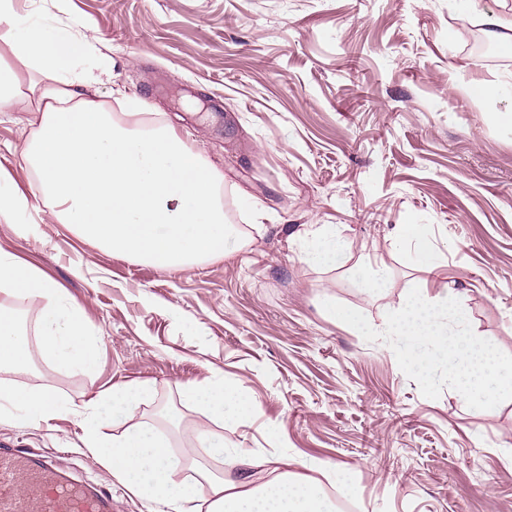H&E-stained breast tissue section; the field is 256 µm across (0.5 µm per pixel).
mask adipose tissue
I'll list each match as a JSON object with an SVG mask.
<instances>
[{"label":"adipose tissue","mask_w":512,"mask_h":512,"mask_svg":"<svg viewBox=\"0 0 512 512\" xmlns=\"http://www.w3.org/2000/svg\"><path fill=\"white\" fill-rule=\"evenodd\" d=\"M12 50L58 81L39 92L40 126L22 158L60 223L75 226L83 240L107 252L160 268L226 255L231 227L216 198L222 178L175 129L159 123L124 127L94 102L74 103L75 86L100 80L87 65L93 52L88 34L31 25ZM0 293L37 305L40 352L51 367L95 364L98 337L86 331L80 306L64 299L53 281L1 253ZM29 360L15 320L1 312L0 370H23ZM147 392L144 385L113 387L85 403L79 417L85 448L153 512H335L333 497L318 482L295 480L285 471L259 485L249 479L231 485L202 467L195 477L184 476L188 460L171 453L166 434L122 426ZM184 397L211 421L237 422L252 409L239 385L220 378L186 385ZM0 401L34 425L66 410L54 396L21 387H0ZM106 422L118 433H103Z\"/></svg>","instance_id":"obj_1"}]
</instances>
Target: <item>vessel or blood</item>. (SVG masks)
Instances as JSON below:
<instances>
[{
  "label": "vessel or blood",
  "instance_id": "b4317fda",
  "mask_svg": "<svg viewBox=\"0 0 512 512\" xmlns=\"http://www.w3.org/2000/svg\"><path fill=\"white\" fill-rule=\"evenodd\" d=\"M0 512H112V494L68 480L55 453L0 441Z\"/></svg>",
  "mask_w": 512,
  "mask_h": 512
}]
</instances>
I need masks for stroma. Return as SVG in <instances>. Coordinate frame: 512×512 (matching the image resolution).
Wrapping results in <instances>:
<instances>
[{
    "mask_svg": "<svg viewBox=\"0 0 512 512\" xmlns=\"http://www.w3.org/2000/svg\"><path fill=\"white\" fill-rule=\"evenodd\" d=\"M485 13L510 20L512 0H13L0 67L20 98L53 77L13 54L14 32L85 31L108 74L79 95L128 127L172 124L222 176L238 249L167 270L80 239L21 161L36 113L0 109V178L32 202L0 218V252L56 282L100 339L91 369L54 371L36 352L27 371H0V386L72 408L37 426L1 420L0 441L56 452L73 479L111 491L112 512H149L85 448L78 409L112 386L148 385L132 421L178 455L200 422L184 385L219 375L253 408L213 424L223 460L194 459L228 480L243 477L235 449L255 448L326 490L344 481L356 512H512V400L475 410L450 388L426 398L388 344L323 307L381 331L408 288L452 287L474 332L512 355V129L499 120L512 113V54L496 49ZM477 82L506 91L476 96ZM326 224L344 246L335 267L301 252ZM402 224L427 226L434 271L413 264ZM365 254L388 277L376 293L352 272Z\"/></svg>",
    "mask_w": 512,
    "mask_h": 512,
    "instance_id": "stroma-1",
    "label": "stroma"
}]
</instances>
